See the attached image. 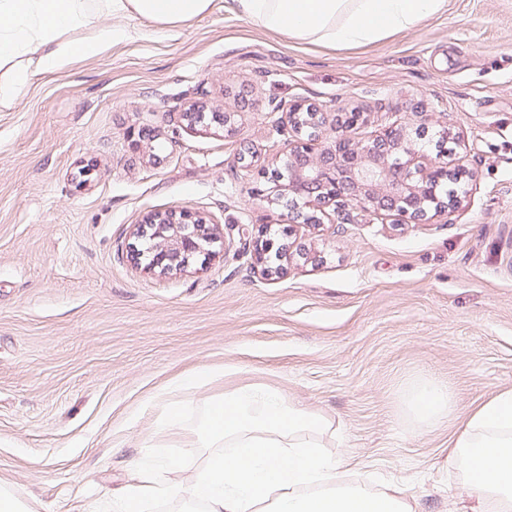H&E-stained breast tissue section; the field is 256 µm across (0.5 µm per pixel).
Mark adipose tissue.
Returning a JSON list of instances; mask_svg holds the SVG:
<instances>
[{
    "label": "adipose tissue",
    "mask_w": 512,
    "mask_h": 512,
    "mask_svg": "<svg viewBox=\"0 0 512 512\" xmlns=\"http://www.w3.org/2000/svg\"><path fill=\"white\" fill-rule=\"evenodd\" d=\"M212 0H0V108L12 107L39 74L74 55L91 57L125 40V19L160 25L191 21ZM234 12L289 39L333 48L373 44L412 30L447 10L448 0H232ZM92 35L74 44L69 35ZM215 375L204 367L188 384L202 387ZM183 380L158 395L157 427L189 431V447L205 450L203 461L181 484L165 471L181 470L163 440L144 439L135 482L108 502L109 512H145L170 499L179 512H414L415 497L365 471L349 478V461L333 455L332 421L288 399L280 390L249 383L206 398L189 416L177 398ZM405 404L420 431L454 417L459 425L437 475L456 471L448 512H512V388L459 412L447 384L427 379Z\"/></svg>",
    "instance_id": "obj_1"
}]
</instances>
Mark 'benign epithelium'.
Returning a JSON list of instances; mask_svg holds the SVG:
<instances>
[{"label": "benign epithelium", "instance_id": "benign-epithelium-1", "mask_svg": "<svg viewBox=\"0 0 512 512\" xmlns=\"http://www.w3.org/2000/svg\"><path fill=\"white\" fill-rule=\"evenodd\" d=\"M419 105L411 112L417 120L386 127L364 142L345 134L364 122L362 112H338L335 123L317 105L297 99L281 112L288 139L278 155V169L268 187L247 194V202L260 199L293 228L341 224L350 211L360 208L396 224H428L467 207L479 175L442 152L440 138H450L461 148L468 143L463 131L444 126L431 131L421 122ZM191 131L212 129L229 133L233 112L190 110L181 113ZM336 129V142L318 146L327 127ZM218 225L184 208L149 213L134 225L128 244L133 264L158 275L187 271L201 256H216L223 247ZM250 255L270 279L279 277L291 261L316 265L323 256L297 238L285 240L264 227L250 236Z\"/></svg>", "mask_w": 512, "mask_h": 512}]
</instances>
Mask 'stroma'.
<instances>
[{
	"label": "stroma",
	"instance_id": "1",
	"mask_svg": "<svg viewBox=\"0 0 512 512\" xmlns=\"http://www.w3.org/2000/svg\"><path fill=\"white\" fill-rule=\"evenodd\" d=\"M228 3L175 27L128 20L126 40L0 110V478L31 512H95L131 482L152 400L207 366L221 374L179 393L189 409L269 385L333 420L342 455L406 486L417 512H448L433 467L456 423L415 434L402 397L424 378L462 408L512 388V0H448L350 49L266 32ZM299 98L366 113L358 139L438 105L472 142L469 207L399 226L355 210L312 230L322 264L264 278L245 234L280 218L241 198L284 140L266 102ZM195 102L235 113L232 132L185 129ZM172 207L217 223L225 258L133 267L132 226Z\"/></svg>",
	"mask_w": 512,
	"mask_h": 512
}]
</instances>
